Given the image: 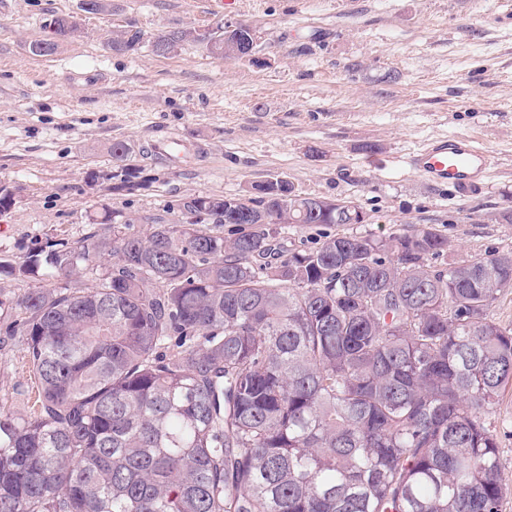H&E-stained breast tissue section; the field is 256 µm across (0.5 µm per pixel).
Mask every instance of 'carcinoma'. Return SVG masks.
Instances as JSON below:
<instances>
[{"label":"carcinoma","mask_w":512,"mask_h":512,"mask_svg":"<svg viewBox=\"0 0 512 512\" xmlns=\"http://www.w3.org/2000/svg\"><path fill=\"white\" fill-rule=\"evenodd\" d=\"M80 33L57 15L29 52ZM143 42L124 30L108 47ZM150 43L230 58L192 27ZM310 201L270 176L144 233L105 212L43 263H0L36 281L4 336L39 384L31 413L0 406V512H501L489 416L512 385V327L490 311L512 292V250L439 268L448 237L421 225L287 251L285 216L359 223L352 200ZM241 219L256 230L209 228ZM105 256L118 262L92 286L60 284Z\"/></svg>","instance_id":"cac0c4a2"}]
</instances>
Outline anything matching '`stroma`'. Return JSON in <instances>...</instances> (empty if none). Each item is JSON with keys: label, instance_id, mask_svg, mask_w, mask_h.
I'll use <instances>...</instances> for the list:
<instances>
[{"label": "stroma", "instance_id": "1", "mask_svg": "<svg viewBox=\"0 0 512 512\" xmlns=\"http://www.w3.org/2000/svg\"><path fill=\"white\" fill-rule=\"evenodd\" d=\"M10 0L0 13V260L14 263L89 233V217L175 221L208 195H246L270 175L306 195L355 201L362 224L288 225L303 248L326 235L375 237L429 224L448 238L437 261L512 249V0ZM76 13L82 35L52 55L28 51L55 15ZM228 19L255 25L260 65L212 56L204 44L156 55L151 36ZM142 31L131 54L105 46ZM468 134L495 156L485 187L467 197L403 166L436 136ZM176 138L190 150L172 165L149 155ZM126 142L138 170L117 187ZM33 379L19 340L0 345V402L20 410Z\"/></svg>", "mask_w": 512, "mask_h": 512}]
</instances>
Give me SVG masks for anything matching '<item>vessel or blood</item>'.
<instances>
[{"instance_id": "1", "label": "vessel or blood", "mask_w": 512, "mask_h": 512, "mask_svg": "<svg viewBox=\"0 0 512 512\" xmlns=\"http://www.w3.org/2000/svg\"><path fill=\"white\" fill-rule=\"evenodd\" d=\"M405 166L429 184L465 197L481 190L496 159L476 138L461 135L429 141L406 156Z\"/></svg>"}]
</instances>
